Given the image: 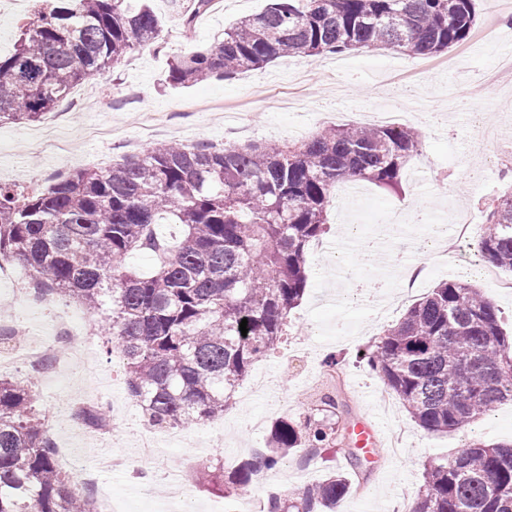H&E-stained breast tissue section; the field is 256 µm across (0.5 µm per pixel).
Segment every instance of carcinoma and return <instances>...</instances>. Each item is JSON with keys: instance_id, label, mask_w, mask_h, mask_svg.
Returning a JSON list of instances; mask_svg holds the SVG:
<instances>
[{"instance_id": "cac0c4a2", "label": "carcinoma", "mask_w": 512, "mask_h": 512, "mask_svg": "<svg viewBox=\"0 0 512 512\" xmlns=\"http://www.w3.org/2000/svg\"><path fill=\"white\" fill-rule=\"evenodd\" d=\"M0 56V123L37 121L79 82L131 51L162 42L142 0H47ZM191 29L211 0H172ZM475 0H270L206 48L170 62L174 86L232 78L284 57L353 50L437 56L467 41ZM422 145L405 126H336L300 143L263 147L155 144L107 168L57 176L43 189L0 184V261L23 263L34 292L81 303L102 318L125 381L147 422L177 428L224 414L252 365L285 334L307 283L306 248L324 233L331 193L344 180L397 190ZM183 228L177 245L156 231ZM480 251L512 273V195L490 206ZM157 257L155 271L125 265ZM247 319V335L240 323ZM430 433L461 430L512 401V340L499 310L457 279L433 288L360 353ZM34 378H0V512H94L72 488L38 409ZM104 404L79 416L105 425ZM336 428L281 418L266 448L231 476L244 497L263 464L300 448L336 447ZM349 479L331 472L265 512H332ZM412 512H512V444H472L424 468Z\"/></svg>"}]
</instances>
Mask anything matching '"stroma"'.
Returning <instances> with one entry per match:
<instances>
[{"instance_id":"35a3bbf8","label":"stroma","mask_w":512,"mask_h":512,"mask_svg":"<svg viewBox=\"0 0 512 512\" xmlns=\"http://www.w3.org/2000/svg\"><path fill=\"white\" fill-rule=\"evenodd\" d=\"M498 2L497 29L489 27L486 0H477L480 21L471 40L426 60L364 49L314 59L280 58L230 80L174 87L168 83L173 56L209 46L241 18L263 11L268 0H223V9L200 14L189 30L171 0H150L162 20V45L134 51L123 64L91 80L93 95L74 94L59 106L60 144H36L46 121L0 123V183L26 186L43 184L62 170L98 165L105 156L116 162L156 143H298L337 125L378 124L382 112L394 113V125L421 133L422 150L410 159L400 191L364 181L355 197L332 202L323 246L307 254L308 285L288 319V334L251 368L266 375L265 394L248 396L251 381L243 379L224 415L160 431L155 457L145 465L136 442L147 423L127 392L119 355L106 352L103 331L97 328L93 337L89 364L67 363L53 377H39V409L55 415L58 447L89 466L97 464L101 449L74 410L106 402L108 424L124 432L114 451L127 457L129 467L100 470L99 482L121 512H237V495L205 491L200 473L219 467L233 472L252 458L254 449L265 448L273 422L308 416L322 365L331 356L340 360L336 372L345 405L337 422L341 448L317 450L310 465L303 453L288 455L270 475L294 490L331 470H346L342 451L354 447L355 425H372L377 445L362 453L352 488L338 501L336 512H397L401 503L416 500L423 470L432 459L476 442H512V401L446 435L411 421L399 398L357 360L361 350L400 319V312L380 306L381 297L391 294L400 280L380 274L372 258L359 251L332 248L342 237V226H352L357 239L368 238L406 198H417L422 213L408 220L394 249L411 252L421 266L420 293L446 279L463 280L497 306L501 327L512 336V290L505 287L512 275L485 277L489 263L474 238L451 243L447 256L439 259L428 248L434 227L447 223L449 208L468 205L482 212L492 200L512 193V169L500 160L501 154L512 152V140L485 136L486 129L512 122V80H504L498 66L501 55L512 53V0ZM488 76L494 80L496 100L475 109L470 89ZM66 308L97 327L98 316L58 298L8 306L13 326L27 339L50 335ZM254 418L263 419V430L251 429ZM399 435L405 438L402 452L390 455V444Z\"/></svg>"}]
</instances>
